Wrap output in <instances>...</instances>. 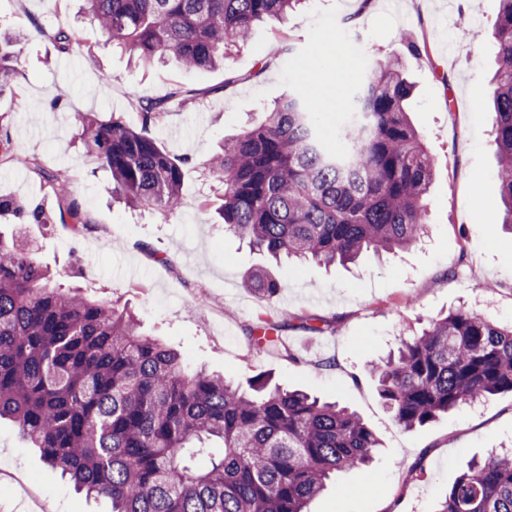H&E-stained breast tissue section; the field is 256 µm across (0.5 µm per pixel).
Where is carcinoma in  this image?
I'll return each instance as SVG.
<instances>
[{"label": "carcinoma", "instance_id": "obj_1", "mask_svg": "<svg viewBox=\"0 0 512 512\" xmlns=\"http://www.w3.org/2000/svg\"><path fill=\"white\" fill-rule=\"evenodd\" d=\"M301 0H84V15L143 65L224 64L253 27ZM496 188L512 228V0L494 24ZM20 38L0 33V93L20 66ZM401 61H374L335 148L301 87L224 139L206 169L223 189L224 230L276 261L349 263L415 245L426 232L433 163L405 110ZM194 91L139 100L143 128L81 117L80 139L130 207L183 205V164L146 126ZM55 192L69 171L43 172ZM245 287L282 288L257 269ZM405 429L487 394L512 392V326L465 308L435 319L373 367ZM53 469L112 512H308L337 472L365 465L379 441L356 413L256 376L247 391L141 332L136 316L53 283L36 250L0 233V419ZM437 512H512V452L491 451L459 475Z\"/></svg>", "mask_w": 512, "mask_h": 512}]
</instances>
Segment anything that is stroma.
Segmentation results:
<instances>
[{
	"label": "stroma",
	"instance_id": "35a3bbf8",
	"mask_svg": "<svg viewBox=\"0 0 512 512\" xmlns=\"http://www.w3.org/2000/svg\"><path fill=\"white\" fill-rule=\"evenodd\" d=\"M80 7V0H0V27L21 37L19 74L0 92V199L45 215V223L23 227L40 261L64 285L128 305L143 330L241 388L262 374L355 411L381 446L369 466L339 473L310 512H436L470 462L512 445V393L407 430L387 410L370 366L460 307L512 322V231L495 188L494 113L474 105L493 92L499 0H373L363 12L357 0H305L286 20L258 25L223 67L209 71L172 59L137 68ZM409 32L427 53L407 54L399 36ZM62 33L72 39L70 51L60 48ZM393 55L414 85L407 110L435 165L424 239L402 252H367L357 263L327 267L311 259L272 264L226 233L220 193L205 169L225 136L297 84L317 102L323 133L332 136L367 64ZM175 86L198 96L172 106L150 133L188 160L183 207L163 215L114 202L110 172L80 143L79 114H114L137 128L134 100ZM15 154L32 167L16 166ZM45 168L71 173L72 197L88 220L81 236L65 227L67 206L48 192ZM257 268L282 280L278 294L245 288L244 275ZM261 314L284 322L281 336L297 361L251 351ZM313 318L329 321L327 332H307ZM418 465L423 475H414ZM1 467L40 487L56 512H109V502L86 498L6 420Z\"/></svg>",
	"mask_w": 512,
	"mask_h": 512
}]
</instances>
